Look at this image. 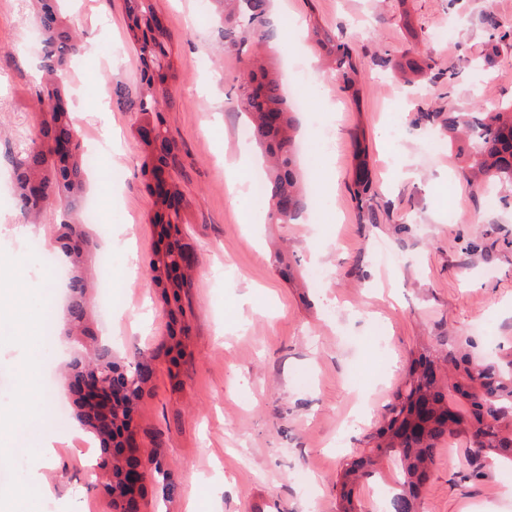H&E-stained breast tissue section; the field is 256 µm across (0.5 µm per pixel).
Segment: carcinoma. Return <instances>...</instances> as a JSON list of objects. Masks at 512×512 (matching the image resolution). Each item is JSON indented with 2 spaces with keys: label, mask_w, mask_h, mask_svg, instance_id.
Returning a JSON list of instances; mask_svg holds the SVG:
<instances>
[{
  "label": "carcinoma",
  "mask_w": 512,
  "mask_h": 512,
  "mask_svg": "<svg viewBox=\"0 0 512 512\" xmlns=\"http://www.w3.org/2000/svg\"><path fill=\"white\" fill-rule=\"evenodd\" d=\"M37 8L33 24L42 36V70L47 109L41 114L42 141L23 148L15 162L13 177L21 210L36 217L46 212L52 200L64 201L80 191L84 182L85 160L78 154L53 158L50 144L70 139L74 135L71 107L63 87V75L71 58L77 53L79 40L76 31L59 8L60 0H34ZM127 17V39L136 49L141 61L139 85L134 91L115 89L119 105L141 115L144 125L157 132L160 146L145 149L142 175L150 170L175 162L176 143L165 127L163 112L172 106L170 84L178 66L169 46L165 30L156 27L157 14L152 0H124ZM222 6V35L224 47L243 52L253 45L255 50L237 80V108L245 113L264 159L268 220L271 224H293L307 207L311 187L298 164L296 109L284 90L279 61L276 56L260 52L261 45L274 36L270 18V0H217ZM325 71L336 82L355 90L360 63L348 42L325 33L316 39ZM423 119L439 128L440 136L459 143L458 153L471 170L477 185L488 189L497 181H512V102L491 108L475 107L471 112H427ZM354 198L360 216L376 220L372 210H363L371 191V180L365 160H359L355 173ZM153 224L163 233L179 234V211L167 210V200L155 196ZM82 221L65 218L56 227L57 240L67 259L69 277V338L82 352L69 364L72 377L84 372L112 378L124 393L120 398L122 410L112 412L111 420L99 422L89 413L82 397L75 400L76 415L82 424L97 436L103 453L110 454L113 426H129L133 422L132 405L142 396L144 388L135 377L137 367L122 370L112 359V349L101 343L89 326L91 302L89 281L82 273L84 247L87 243ZM186 261L178 238L169 240L162 251L150 261L155 272L153 281L161 287V298L167 306L179 303L181 290L191 286L190 274L184 273L173 282L163 281L164 271ZM469 340L448 339V353L421 357L422 370L411 373L405 392L397 395L389 406L390 418L376 435V444L343 470L339 482L341 495L339 512H362L353 496L354 487L370 480L379 472L383 461L398 469V479L389 501V512H418V488L427 481L435 462L440 440L456 437L471 439L475 428L486 426L480 447L469 445V467L477 466L482 457L492 464L512 466V360H480L461 353ZM441 359L455 370L451 388L468 408L450 409L448 395L438 380L424 379L427 364ZM416 399L428 405L419 420L428 424V435L417 446L392 448L388 431L399 417H411L410 401ZM454 426L446 427V420Z\"/></svg>",
  "instance_id": "obj_1"
}]
</instances>
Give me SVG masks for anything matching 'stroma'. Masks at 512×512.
<instances>
[{
    "mask_svg": "<svg viewBox=\"0 0 512 512\" xmlns=\"http://www.w3.org/2000/svg\"><path fill=\"white\" fill-rule=\"evenodd\" d=\"M173 54L174 104L164 114L178 146L171 180L183 195L180 239L192 267L183 316L170 320L149 262L160 243L153 198L141 174L145 154L137 113L103 99L102 77L135 87L138 53L125 39L123 0H67L86 50L66 76L83 152L100 149L84 203L100 220L85 225L92 256V301L112 261V310L92 328L120 363H145L136 437L164 459L167 485L147 482L141 512H336L346 461L386 423L387 406L424 351L470 339V353L512 355V183L494 186L496 208L468 182L454 148H432L436 132L419 113L512 101V0H274L298 19L289 55L320 58L319 28L344 38L361 63L356 91L328 77L299 113L300 165L325 170L332 192L316 190L294 224H246L228 193L225 167L239 154L236 86L244 62L223 47L217 0H154ZM28 16L0 0V275L21 265L44 292L29 293L34 330L52 322L39 360L38 387L62 422L33 415L30 448L51 447L41 485L54 502L86 501L112 512L97 485L100 455L77 420L65 376L75 355L63 322L67 289L11 245L29 222L16 202L12 158L18 135L40 140L41 58L25 45ZM450 38L437 40L438 32ZM498 34L492 62L484 53ZM421 54L427 74L404 83L377 66ZM321 118L331 146L309 133ZM371 172V224L353 197L357 148ZM386 243L403 263L388 269L374 247ZM324 270L313 284L311 267ZM181 341L183 355L168 349ZM466 440L440 442L420 512H512V467L462 478Z\"/></svg>",
    "mask_w": 512,
    "mask_h": 512,
    "instance_id": "stroma-1",
    "label": "stroma"
}]
</instances>
